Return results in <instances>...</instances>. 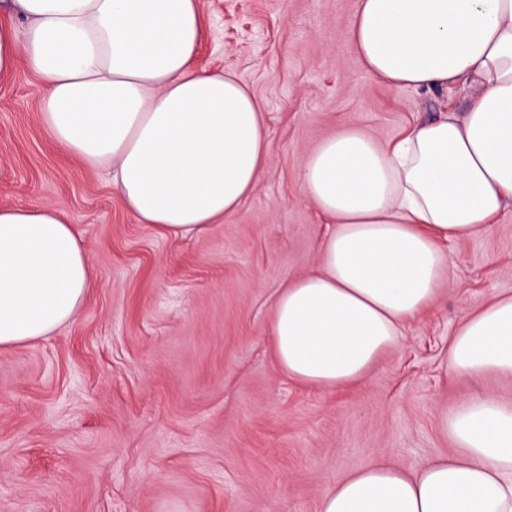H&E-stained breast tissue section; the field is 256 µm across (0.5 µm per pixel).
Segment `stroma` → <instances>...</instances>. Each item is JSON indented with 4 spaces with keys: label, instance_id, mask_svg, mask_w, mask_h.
I'll use <instances>...</instances> for the list:
<instances>
[{
    "label": "stroma",
    "instance_id": "obj_1",
    "mask_svg": "<svg viewBox=\"0 0 512 512\" xmlns=\"http://www.w3.org/2000/svg\"><path fill=\"white\" fill-rule=\"evenodd\" d=\"M356 0H200L195 66L231 70L265 108L268 167L223 223L161 235L106 174L41 123L36 76L0 75V206H52L97 279L50 336L0 347V512H319L381 456L415 469L454 454L440 419L461 399L512 400V380L450 375L454 330L512 295V206L446 243L437 299L358 384L299 385L270 336L278 292L315 271L327 222L300 181L306 154L358 125L381 142L464 111L466 93L388 88L346 32Z\"/></svg>",
    "mask_w": 512,
    "mask_h": 512
}]
</instances>
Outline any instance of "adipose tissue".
<instances>
[{"instance_id": "obj_1", "label": "adipose tissue", "mask_w": 512, "mask_h": 512, "mask_svg": "<svg viewBox=\"0 0 512 512\" xmlns=\"http://www.w3.org/2000/svg\"><path fill=\"white\" fill-rule=\"evenodd\" d=\"M201 38L199 0H0V73H35L52 141L181 238L236 212L269 163L259 100L233 72L194 68ZM346 38L387 87L476 95L396 142L351 125L304 159L303 192L331 226L318 271L277 294L270 333L290 378L328 390L361 381L435 301L442 241L512 204V0H357ZM94 284L55 208L0 207V347L54 333ZM448 371L512 377V296L458 327ZM441 429L457 455L416 470L380 457L320 512H512V401L464 398Z\"/></svg>"}]
</instances>
